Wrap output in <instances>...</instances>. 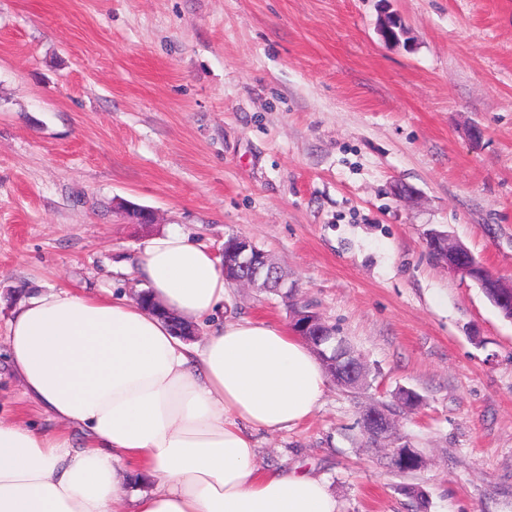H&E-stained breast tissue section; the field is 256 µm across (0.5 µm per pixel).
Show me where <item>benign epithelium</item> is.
Returning a JSON list of instances; mask_svg holds the SVG:
<instances>
[{"instance_id":"benign-epithelium-1","label":"benign epithelium","mask_w":512,"mask_h":512,"mask_svg":"<svg viewBox=\"0 0 512 512\" xmlns=\"http://www.w3.org/2000/svg\"><path fill=\"white\" fill-rule=\"evenodd\" d=\"M427 241L437 262L445 265L448 271L457 276H468L477 273L482 268L470 251L461 243L452 241L448 233L434 230L430 232ZM224 273L228 280L243 288H250L261 294L275 282L280 286L288 284L279 279L280 268L277 262L269 259L268 253L255 247L254 242L242 235L231 238L227 258L224 259ZM488 288L500 301L507 300L512 294V280L495 278ZM291 325L298 326L296 335H322L319 322L307 314L300 306H295L289 314ZM337 386L348 392H356L367 383V368L359 358L349 355L336 354ZM362 425L368 429L375 439L377 447L386 451L388 466L397 471L417 470L427 463L426 457L409 442L399 437L396 432L394 412L382 404H371L363 407Z\"/></svg>"}]
</instances>
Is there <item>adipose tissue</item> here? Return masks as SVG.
<instances>
[{"mask_svg":"<svg viewBox=\"0 0 512 512\" xmlns=\"http://www.w3.org/2000/svg\"><path fill=\"white\" fill-rule=\"evenodd\" d=\"M135 271L162 309L205 328L203 348L105 289L29 297L7 359L84 442L0 419V512H340L322 478L261 466L254 440L315 413L327 376L309 345L263 320L215 321L224 268L185 234L151 238Z\"/></svg>","mask_w":512,"mask_h":512,"instance_id":"ef3b65f1","label":"adipose tissue"}]
</instances>
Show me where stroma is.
I'll return each instance as SVG.
<instances>
[{
	"label": "stroma",
	"instance_id": "obj_1",
	"mask_svg": "<svg viewBox=\"0 0 512 512\" xmlns=\"http://www.w3.org/2000/svg\"><path fill=\"white\" fill-rule=\"evenodd\" d=\"M0 0V418L62 429L6 365L7 322L36 292L134 296L149 237L221 254L244 234L363 358L313 416L258 433L260 461L325 478L341 512H512V322L430 254L448 231L512 279V0ZM412 197L393 195L394 184ZM150 209L127 223L120 202ZM216 319L289 325L230 285ZM396 409L426 466L362 438Z\"/></svg>",
	"mask_w": 512,
	"mask_h": 512
}]
</instances>
